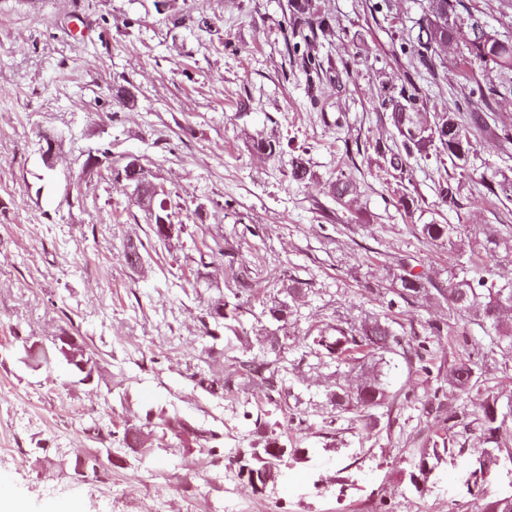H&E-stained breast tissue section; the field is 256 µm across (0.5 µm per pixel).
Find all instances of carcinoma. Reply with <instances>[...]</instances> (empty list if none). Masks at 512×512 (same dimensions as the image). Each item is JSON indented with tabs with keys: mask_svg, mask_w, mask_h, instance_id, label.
<instances>
[{
	"mask_svg": "<svg viewBox=\"0 0 512 512\" xmlns=\"http://www.w3.org/2000/svg\"><path fill=\"white\" fill-rule=\"evenodd\" d=\"M285 24L288 29V45L295 50L302 46H311L328 28L326 19L319 15L316 0H288ZM415 27L418 28L413 40L417 64L433 75L439 66L435 45L439 38L459 45V54L455 61L458 67L471 68L477 65L489 72L512 74V40L499 36L492 41L482 40L487 25L471 11L464 0H426L420 17L415 21ZM507 92V84L488 80L472 89V97L488 110L498 101V97ZM389 105L392 108L391 121L400 139L399 147L390 151L389 162L393 169L405 171L406 159L431 146L436 147L440 164H445L448 159L456 167L466 165L472 142L468 132L457 122L455 113L432 115L426 112L423 97L410 80L402 86L400 98L390 99ZM289 166L293 180L304 182L311 178V170L303 158H291ZM353 190L350 176L343 173L330 186L331 194L340 202L350 197ZM419 233L423 238L435 242L449 240L454 233V225L422 224ZM248 288L250 285L247 279L240 278L239 288L233 292V300L217 302L206 313V318L217 324L222 319H236L244 304L242 294ZM427 291V282L420 275L408 273L399 279L398 295L405 301L417 298ZM448 306L459 313L474 312L499 323L505 313L512 312V283L500 285L489 282L484 276L475 275L470 264L463 262L459 264L457 273L453 274L448 285ZM218 314L222 315V319L216 318ZM312 345L315 353L322 358L345 361L365 349L381 355L393 354L401 346V341L388 324L374 320L354 330L338 326L334 336L320 334L312 337ZM240 374L260 382L266 403L280 405L282 391L274 362H257L252 358L244 360L240 364ZM474 376V368L466 362L455 365L449 371V381L461 391L475 385ZM332 398L341 409L353 406L368 411L384 405L388 395L381 380L372 376L365 378L355 392L349 393L341 388ZM157 420L175 438H180L178 417H167L149 409L140 425L123 429L118 436V447H134L141 429L151 427ZM476 421L486 439H495L501 427L496 400H486ZM243 455L244 460L239 463V469L247 471V480L261 483L263 477L271 475L274 462H280L288 455V446L276 438H268L263 447L246 448Z\"/></svg>",
	"mask_w": 512,
	"mask_h": 512,
	"instance_id": "cac0c4a2",
	"label": "carcinoma"
}]
</instances>
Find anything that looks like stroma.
<instances>
[{
	"label": "stroma",
	"mask_w": 512,
	"mask_h": 512,
	"mask_svg": "<svg viewBox=\"0 0 512 512\" xmlns=\"http://www.w3.org/2000/svg\"><path fill=\"white\" fill-rule=\"evenodd\" d=\"M287 0H0V472L26 512L45 504L81 512H485L512 499V341L490 322L450 309L459 257L486 278L512 282V199L493 197L487 178L512 179V96L493 111L458 115L472 133L465 170L434 150L406 172L384 99L413 79L427 112H448L490 74L453 66L413 71L400 51L414 33L419 0H317L330 30L315 54L330 76L309 79L286 50ZM351 69H343L344 59ZM129 93L115 97L114 86ZM62 142L55 170L39 135ZM279 142L276 157L252 140ZM134 155L168 192L180 231L158 242L131 189L109 170L82 171L84 153ZM312 172L299 183L290 156ZM356 184L352 205L329 192L336 177ZM448 181L453 198L436 188ZM414 196V213L399 209ZM421 224H452V243L422 238ZM500 246L495 260L477 247ZM140 248V264L127 259ZM422 275L427 295L403 301L400 275ZM251 290L219 339L201 318L237 288ZM297 289L283 321L269 309ZM378 319L403 353L336 363L316 357L311 338ZM443 324L442 336L429 333ZM84 337L100 359L89 385L64 384L35 368L22 337L59 331ZM428 339L427 370L405 356ZM246 358L276 361L285 399L266 405L239 376ZM470 361L466 394L448 382ZM380 372L382 407L336 408L337 387L355 390ZM228 383L214 394L206 381ZM440 397L456 425L427 412ZM495 398L502 427L486 442L475 416ZM218 434L225 452L276 436L295 448L264 494L237 464H211L208 447L176 445L154 429L148 448L117 449L105 481L74 477L72 461L110 445L109 432L147 409Z\"/></svg>",
	"instance_id": "35a3bbf8"
}]
</instances>
